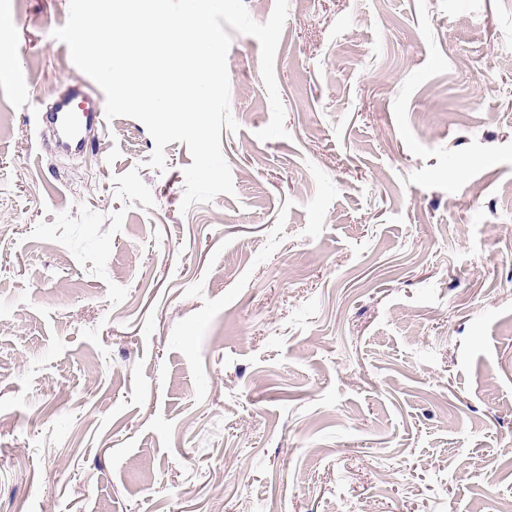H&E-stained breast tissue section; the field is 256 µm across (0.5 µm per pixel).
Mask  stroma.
<instances>
[{
	"label": "stroma",
	"instance_id": "obj_1",
	"mask_svg": "<svg viewBox=\"0 0 512 512\" xmlns=\"http://www.w3.org/2000/svg\"><path fill=\"white\" fill-rule=\"evenodd\" d=\"M69 0H0V512L512 505V0H289L227 56L235 192L36 116Z\"/></svg>",
	"mask_w": 512,
	"mask_h": 512
}]
</instances>
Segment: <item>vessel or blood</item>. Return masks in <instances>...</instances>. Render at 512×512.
Masks as SVG:
<instances>
[{
  "mask_svg": "<svg viewBox=\"0 0 512 512\" xmlns=\"http://www.w3.org/2000/svg\"><path fill=\"white\" fill-rule=\"evenodd\" d=\"M105 118V100L94 96L88 97L81 108L75 107L71 97H64L38 116L40 127L55 134L63 133V148L75 153L87 150L88 131H101Z\"/></svg>",
  "mask_w": 512,
  "mask_h": 512,
  "instance_id": "vessel-or-blood-1",
  "label": "vessel or blood"
}]
</instances>
